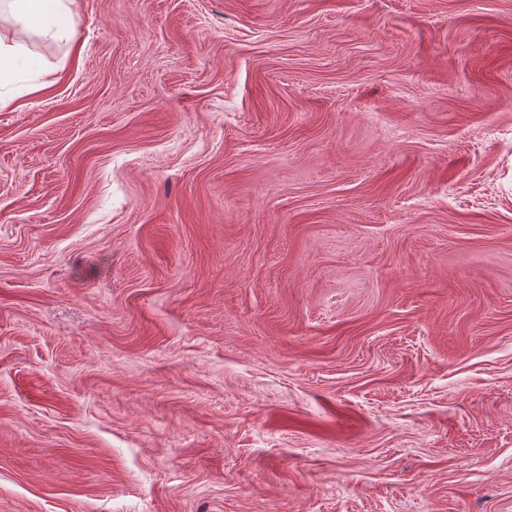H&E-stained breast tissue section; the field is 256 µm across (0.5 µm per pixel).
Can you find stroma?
<instances>
[{
	"label": "stroma",
	"mask_w": 512,
	"mask_h": 512,
	"mask_svg": "<svg viewBox=\"0 0 512 512\" xmlns=\"http://www.w3.org/2000/svg\"><path fill=\"white\" fill-rule=\"evenodd\" d=\"M0 86V512H512V0H74Z\"/></svg>",
	"instance_id": "1"
}]
</instances>
